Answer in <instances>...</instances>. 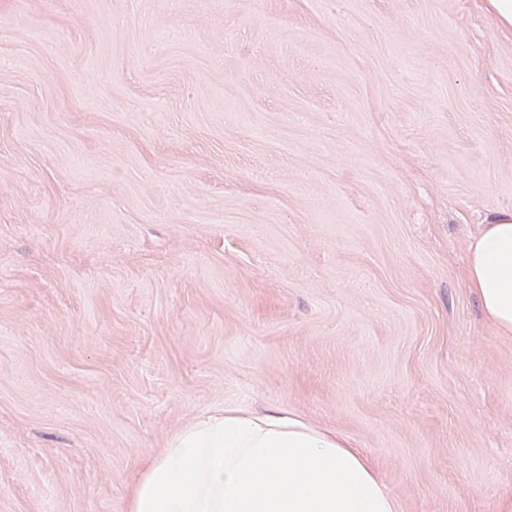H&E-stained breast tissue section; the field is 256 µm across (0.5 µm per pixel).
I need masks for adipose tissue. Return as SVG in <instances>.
<instances>
[{
    "label": "adipose tissue",
    "instance_id": "1",
    "mask_svg": "<svg viewBox=\"0 0 512 512\" xmlns=\"http://www.w3.org/2000/svg\"><path fill=\"white\" fill-rule=\"evenodd\" d=\"M469 284L499 335H512V211L469 246ZM128 512H397L362 455L280 409L214 411L175 432L142 470Z\"/></svg>",
    "mask_w": 512,
    "mask_h": 512
}]
</instances>
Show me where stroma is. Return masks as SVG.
<instances>
[{
    "mask_svg": "<svg viewBox=\"0 0 512 512\" xmlns=\"http://www.w3.org/2000/svg\"><path fill=\"white\" fill-rule=\"evenodd\" d=\"M503 210L481 0H0V512H127L224 407L349 438L398 512H493ZM469 284L500 336L512 335V211H501L469 246Z\"/></svg>",
    "mask_w": 512,
    "mask_h": 512,
    "instance_id": "1",
    "label": "stroma"
}]
</instances>
